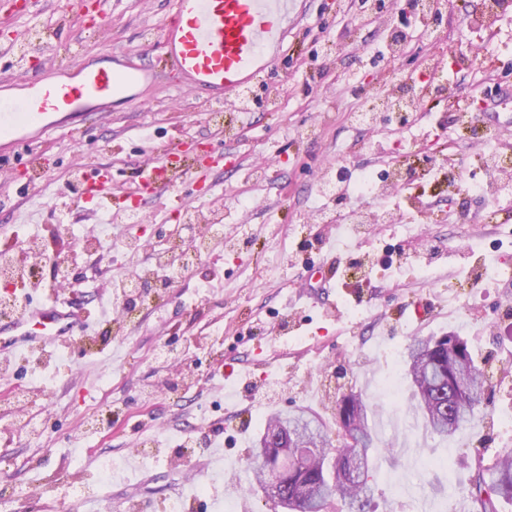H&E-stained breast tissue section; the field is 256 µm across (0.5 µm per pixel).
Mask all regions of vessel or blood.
I'll return each instance as SVG.
<instances>
[{
    "label": "vessel or blood",
    "instance_id": "b4317fda",
    "mask_svg": "<svg viewBox=\"0 0 512 512\" xmlns=\"http://www.w3.org/2000/svg\"><path fill=\"white\" fill-rule=\"evenodd\" d=\"M298 0H173L160 39L178 73L181 90L220 103L239 95L267 72L299 17ZM157 73L127 55L105 49L59 70L40 67L22 77H0V163L18 147L48 138L87 115L111 111L132 98ZM177 172L163 159L141 179L142 190L169 188ZM80 196L102 203L112 199V177L100 168L83 175ZM98 318L69 301L30 300L19 315L0 318V355L25 357L64 345L91 331Z\"/></svg>",
    "mask_w": 512,
    "mask_h": 512
}]
</instances>
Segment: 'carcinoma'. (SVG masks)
Masks as SVG:
<instances>
[{"mask_svg":"<svg viewBox=\"0 0 512 512\" xmlns=\"http://www.w3.org/2000/svg\"><path fill=\"white\" fill-rule=\"evenodd\" d=\"M403 363L413 387L414 408L422 413L425 431L450 439L472 421L481 400L473 393L483 390L486 375L470 351L468 342L450 333L414 339L404 349ZM360 416L350 423L348 435L331 438L326 422L304 411L275 413L266 422L260 441L275 428L309 429L322 441L318 456L306 457L302 449H288V462L266 457L251 464L254 480L266 488L265 470H282L278 500L289 512H322L328 499L341 502L342 512H370L372 487L369 450L372 428L362 394L350 392ZM477 512H499L501 500L512 502V455L491 467L476 466L475 477L465 489Z\"/></svg>","mask_w":512,"mask_h":512,"instance_id":"carcinoma-1","label":"carcinoma"}]
</instances>
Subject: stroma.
<instances>
[{
  "label": "stroma",
  "mask_w": 512,
  "mask_h": 512,
  "mask_svg": "<svg viewBox=\"0 0 512 512\" xmlns=\"http://www.w3.org/2000/svg\"><path fill=\"white\" fill-rule=\"evenodd\" d=\"M300 21L264 80L267 101L239 108L225 101L223 122L199 95L176 89L178 77L157 45L171 16L170 0H107L111 22L85 25L73 16L72 39L55 42L38 64L66 66L80 54L109 48L141 57L162 75L131 103L96 114L74 130L33 145L22 167L0 169V247L39 243L69 261L75 280L68 300L95 308L113 304L111 285L124 277L122 258L72 260L71 239L57 221L120 239L144 250L173 232L188 206L231 208L224 227L252 240L236 251L214 243L160 295H145L130 321L111 312L92 335L30 358L28 371L0 373V493L8 512H57L74 483H92L78 512H166L181 498L184 512H280L252 490L249 458L268 416L302 407L336 424L341 394H363L372 410L374 512H459L475 462L494 464L512 451V426L495 412L512 410V190L497 198L449 191L446 180L416 185L410 209L402 190L381 199L318 196L324 171L410 166L419 150L444 149L464 179L485 178L481 136L512 156V12L469 32L465 14L448 0L441 37H412L404 51L368 64L366 53L397 20L396 9L367 18L362 0H300ZM434 57L443 78L431 79L413 121L417 147L386 121L353 126L355 104L394 92L401 74H420ZM361 80L348 84L347 74ZM206 147L203 168L190 144ZM172 154L201 171L135 200L101 206L74 192L79 168L107 167L113 187L134 186L143 168ZM385 208L395 223L362 237L334 224L360 210ZM138 223H128L129 212ZM418 227L408 236L405 225ZM285 273L272 275L271 263ZM336 286L311 300L324 266ZM454 332L465 338L489 374L471 425L450 440L413 428L411 388L399 377L396 399L383 384L388 355L415 338ZM108 425L87 434L93 411ZM153 458L137 459L144 441ZM445 457L448 467L422 468Z\"/></svg>",
  "instance_id": "35a3bbf8"
}]
</instances>
